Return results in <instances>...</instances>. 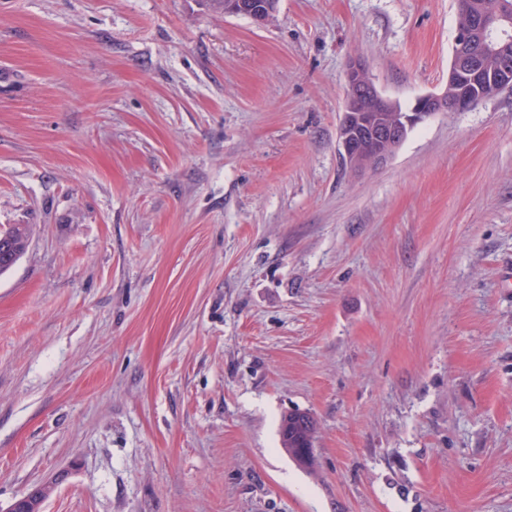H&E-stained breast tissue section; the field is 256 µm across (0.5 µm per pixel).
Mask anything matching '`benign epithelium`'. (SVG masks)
<instances>
[{
    "label": "benign epithelium",
    "mask_w": 512,
    "mask_h": 512,
    "mask_svg": "<svg viewBox=\"0 0 512 512\" xmlns=\"http://www.w3.org/2000/svg\"><path fill=\"white\" fill-rule=\"evenodd\" d=\"M240 10L256 24L268 23L275 10L259 5L255 0H238L229 5ZM473 25L483 29L486 42L498 44L505 29L477 16ZM346 94L338 129L339 151L345 166L355 172L386 164L405 139L408 130L438 112H464L475 104L474 96L487 84L501 90L512 87V59L501 58L492 71L476 65L465 53L451 60L448 69V88L415 99L412 107L402 110L397 103L384 98L370 77L367 66L359 61L349 62L346 73ZM54 485H42L16 499L0 512H41L40 506L53 491Z\"/></svg>",
    "instance_id": "1"
}]
</instances>
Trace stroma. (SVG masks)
<instances>
[{
	"label": "stroma",
	"mask_w": 512,
	"mask_h": 512,
	"mask_svg": "<svg viewBox=\"0 0 512 512\" xmlns=\"http://www.w3.org/2000/svg\"><path fill=\"white\" fill-rule=\"evenodd\" d=\"M457 12L0 0V503L512 512V88L338 153L348 63L409 108ZM238 1L237 4L229 5L232 10H242L240 13L246 14L256 24L263 25L268 23L274 16L276 8L272 9L269 5L260 6L256 0H230ZM29 241L27 224H11L0 230V274L7 272L27 251ZM308 424L312 426L315 434L316 428L313 418L306 412L296 410L285 413L281 418L279 427L280 448L302 468L308 466L303 461L307 433L311 430ZM285 431H288V437L285 436ZM53 484L42 485L27 495H24L14 502H12L6 509L1 512H41L40 506L44 499H46L53 491Z\"/></svg>",
	"instance_id": "obj_1"
}]
</instances>
